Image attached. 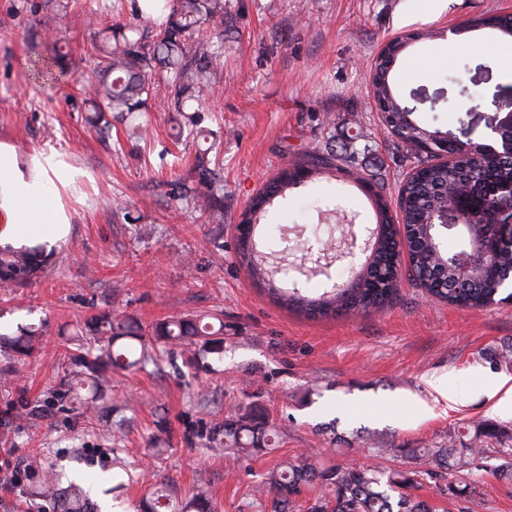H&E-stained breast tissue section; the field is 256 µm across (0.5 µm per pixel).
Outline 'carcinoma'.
Listing matches in <instances>:
<instances>
[{"instance_id": "obj_1", "label": "carcinoma", "mask_w": 512, "mask_h": 512, "mask_svg": "<svg viewBox=\"0 0 512 512\" xmlns=\"http://www.w3.org/2000/svg\"><path fill=\"white\" fill-rule=\"evenodd\" d=\"M67 8L64 0H46L41 22L48 26L59 11ZM168 11L166 20L152 39L143 35L141 27L129 24L120 29L121 41L112 42L104 33L93 44L99 61L93 68L94 82L90 92L97 111L109 113L125 121L131 135L141 137L147 130L137 113L145 108L151 85L156 80L171 88V102L178 112L194 108L197 90L217 79L224 62V0H146L139 12ZM491 28L501 37L512 39V15H483L457 29L461 37L471 31ZM402 52V41L393 40L371 64V94L387 118L393 137L414 161L413 175L401 188L402 223L389 215L384 199L385 182L376 180L372 189L378 225L367 264L357 276L354 288H337L309 298L294 291L277 294L288 308L307 316H333L379 311L396 299L402 280L408 279L429 297L466 309H480L496 302L512 280V248L497 252L491 262L471 279L461 283L448 260L450 255L464 253L469 240L463 239L451 253L445 251L433 228L436 213L452 199L482 194L488 200L487 210L475 218L486 237H493L494 210L512 207V195L505 188L512 182V158H489L480 146L462 140L448 141L445 163L434 153L421 156L416 148L434 140L438 129L418 124L404 116V105L397 97L391 77L392 67ZM342 161L332 146L314 149L283 168L271 183L260 191L249 205L248 213L260 214L270 201L289 186L316 171L330 170ZM197 187L182 182L179 194L185 198L202 193L216 217L224 215V203L217 194L214 169L210 168L208 150L197 153L193 168ZM241 262L251 276L258 279L267 273H281L263 268L256 258L249 236L239 237ZM46 268L45 259L36 249L0 250V287L23 285L38 278ZM86 334L94 337L84 353L74 359L80 368V384L86 386L87 398L95 402L102 395L106 379L104 368L140 369L156 361L154 346L144 337L142 327L133 318L107 314L92 318ZM155 341L194 348L199 355L219 354L224 350V320L203 316H179L155 324ZM41 332L30 326L16 335L0 332V349L17 358L29 357L39 347ZM276 430L264 408L257 403L237 406L228 411L224 424L210 428L207 440L212 448H222L239 457L261 456L273 449ZM497 439L499 448L483 447L484 439ZM504 430L488 423L474 428L472 442L448 443L437 448H407L412 466L387 476L370 468L353 465H320L305 455L283 460L267 473L258 492L270 499V512H293L303 492L311 494L308 512H439L429 501L414 491L425 482L435 484L453 472L489 471L506 482H512V446L502 447L511 439ZM39 497H63L60 512H84L89 489L72 483L61 488V476L32 488ZM448 493L464 505L459 512H474L475 488L448 485ZM140 512H213L208 492L198 489L180 499L172 497L168 484L160 483L143 497Z\"/></svg>"}]
</instances>
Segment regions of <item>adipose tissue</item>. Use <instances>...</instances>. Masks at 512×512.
I'll list each match as a JSON object with an SVG mask.
<instances>
[{
	"label": "adipose tissue",
	"mask_w": 512,
	"mask_h": 512,
	"mask_svg": "<svg viewBox=\"0 0 512 512\" xmlns=\"http://www.w3.org/2000/svg\"><path fill=\"white\" fill-rule=\"evenodd\" d=\"M80 173L57 152H34L20 160L12 143L0 141V247L65 241L70 217L62 194Z\"/></svg>",
	"instance_id": "1"
}]
</instances>
